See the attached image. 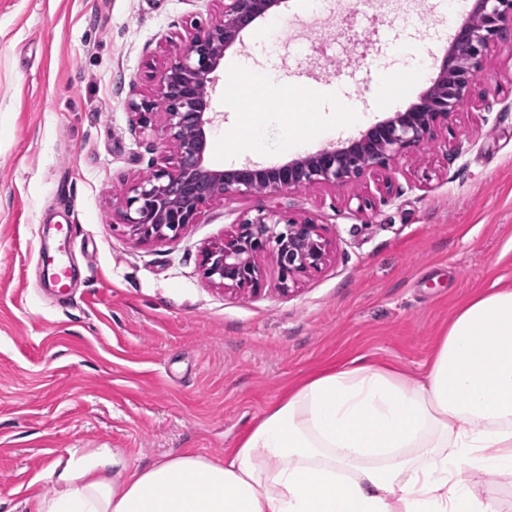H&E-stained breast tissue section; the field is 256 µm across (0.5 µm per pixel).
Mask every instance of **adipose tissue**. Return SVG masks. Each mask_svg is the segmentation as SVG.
Instances as JSON below:
<instances>
[{
  "label": "adipose tissue",
  "instance_id": "obj_1",
  "mask_svg": "<svg viewBox=\"0 0 512 512\" xmlns=\"http://www.w3.org/2000/svg\"><path fill=\"white\" fill-rule=\"evenodd\" d=\"M512 475V286L468 299L421 378L358 358L288 389L224 459L132 467L72 451L28 512H504L472 490Z\"/></svg>",
  "mask_w": 512,
  "mask_h": 512
}]
</instances>
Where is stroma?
I'll return each instance as SVG.
<instances>
[{"label": "stroma", "instance_id": "1", "mask_svg": "<svg viewBox=\"0 0 512 512\" xmlns=\"http://www.w3.org/2000/svg\"><path fill=\"white\" fill-rule=\"evenodd\" d=\"M352 16L292 42L255 25L227 57L254 58L298 114L282 163L328 146L308 129L314 102L342 93L368 121L339 141L416 103L429 85L405 41L451 38L448 0L405 21ZM220 0H0V512L51 494L48 474L71 450L107 448L128 465L184 452L223 457L284 391L353 358L420 375L438 336L469 297L512 285V35L475 72L470 99L436 140L388 170L344 187L281 193L276 208L319 224L326 262L279 291L273 254L256 258L259 293L210 283L204 245L223 240L256 200L229 195L180 236L142 243L119 224L122 191L172 159L162 119L142 127L128 101L183 47L197 22L220 19ZM367 42L347 55V25ZM391 71L381 102L377 72ZM262 89L250 72L210 92L216 123L210 165L244 164L248 111ZM239 141L225 155V139ZM73 225L62 255L68 291L44 285L39 259L55 225Z\"/></svg>", "mask_w": 512, "mask_h": 512}]
</instances>
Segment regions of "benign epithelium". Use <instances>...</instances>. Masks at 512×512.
I'll use <instances>...</instances> for the list:
<instances>
[{
	"instance_id": "benign-epithelium-1",
	"label": "benign epithelium",
	"mask_w": 512,
	"mask_h": 512,
	"mask_svg": "<svg viewBox=\"0 0 512 512\" xmlns=\"http://www.w3.org/2000/svg\"><path fill=\"white\" fill-rule=\"evenodd\" d=\"M280 4L282 0H227L223 18L194 24L185 47L156 72L155 94L128 103L145 127L155 115H163L161 144L176 148L172 165L153 170L124 190L117 217L131 235L141 241L175 238L198 223L204 206L213 200L229 194L256 198L255 215L243 216L224 242L202 251L203 276L226 290L258 291L262 274L255 258L266 252L276 258L283 293L298 274L319 269L330 247L319 225L273 210L267 200L318 184L346 185L368 171L388 168L396 158L433 140L470 97L473 74L485 54L512 29V0H476L475 18L456 31L436 78L418 103L357 138L304 159L268 167L214 168L208 163V89L225 51Z\"/></svg>"
}]
</instances>
